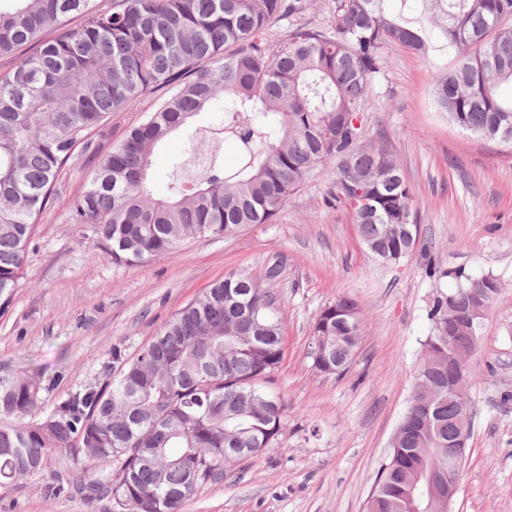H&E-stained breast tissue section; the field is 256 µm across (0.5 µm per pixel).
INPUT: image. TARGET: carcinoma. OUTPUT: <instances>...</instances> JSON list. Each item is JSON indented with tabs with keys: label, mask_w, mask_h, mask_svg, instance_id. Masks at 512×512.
Segmentation results:
<instances>
[{
	"label": "carcinoma",
	"mask_w": 512,
	"mask_h": 512,
	"mask_svg": "<svg viewBox=\"0 0 512 512\" xmlns=\"http://www.w3.org/2000/svg\"><path fill=\"white\" fill-rule=\"evenodd\" d=\"M389 0H336L326 29L297 26L274 54L269 25L301 0H0V314L8 310L34 227L50 207L61 171L90 144L106 115L145 94L158 107L98 165L70 205L112 263L129 268L191 238L232 237L267 224L314 166L338 157L336 201L360 189L368 212L352 211L368 250L383 263L415 244L388 224H415L402 169L383 146L362 142L368 89L382 74L384 49L420 55L440 48L452 67L434 80L437 106L471 134L512 145V0H428V34L390 14ZM224 97L211 127L235 138L241 166L212 165L193 187L153 196L154 150ZM283 261L259 276L232 272L180 308L112 382L86 388L48 418L32 415L44 385L37 375L0 376V486L27 481L48 457L110 470L81 489L119 512H182L196 487L272 447L286 407L270 385L285 353ZM438 294L415 384L434 393L430 408L411 398L395 446L365 512H448V439L461 398L448 371L468 380L470 365L448 366V330L465 326L481 345L483 318L500 292L491 275L455 274ZM361 311L339 295L313 324L306 358L341 375L361 339Z\"/></svg>",
	"instance_id": "carcinoma-1"
}]
</instances>
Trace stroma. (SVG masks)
Here are the masks:
<instances>
[{
  "instance_id": "obj_1",
  "label": "stroma",
  "mask_w": 512,
  "mask_h": 512,
  "mask_svg": "<svg viewBox=\"0 0 512 512\" xmlns=\"http://www.w3.org/2000/svg\"><path fill=\"white\" fill-rule=\"evenodd\" d=\"M334 6L306 0L268 29L270 50L295 26L327 27ZM450 62L444 50L422 56L391 46L367 94L365 141L396 156L419 224L416 249L395 264L377 260L349 207L332 201L339 168L332 161L315 167L271 223L230 238L190 239L138 267L114 265L87 226L71 222L70 204L155 99L110 114L90 150L62 172L0 315V370L36 373L46 385L36 418L80 389L110 382L118 372L113 349L135 357L212 282L233 271L260 274L277 255L285 355L273 387L287 425L266 453L201 484L183 512H364L412 396L434 297L456 287L455 271L489 274L501 290L473 358L475 417L451 512H512V147L477 138L436 109L433 78ZM188 141L183 131L155 151V197L187 184L189 169L174 164ZM341 294L361 307V342L346 374H318L305 357L311 328ZM83 471L68 455L52 456L25 483L0 486V512H113L106 500L49 492L55 480Z\"/></svg>"
}]
</instances>
